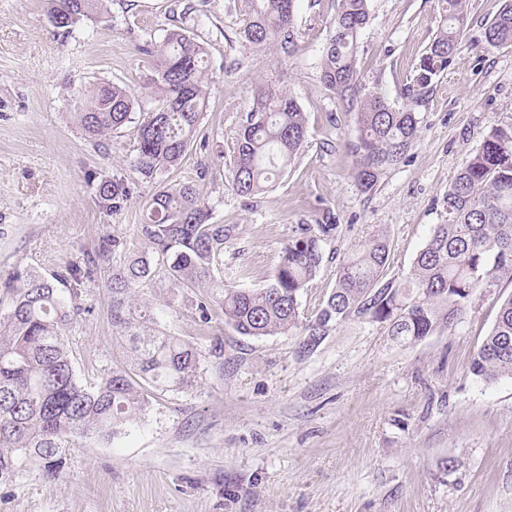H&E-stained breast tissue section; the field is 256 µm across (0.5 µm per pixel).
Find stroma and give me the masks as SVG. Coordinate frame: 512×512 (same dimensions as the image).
Here are the masks:
<instances>
[{
  "label": "stroma",
  "instance_id": "obj_1",
  "mask_svg": "<svg viewBox=\"0 0 512 512\" xmlns=\"http://www.w3.org/2000/svg\"><path fill=\"white\" fill-rule=\"evenodd\" d=\"M502 4L471 0L455 58L418 108V142L363 193L348 148L356 115L320 80L336 0H298L293 36L259 48L241 41L245 0H108L107 14L67 31L51 25L48 0H0V279L16 270L51 276L94 257L106 235L145 250L137 226L146 205L177 183L195 185L212 223L229 231L226 284L264 287L300 224L336 227L301 294L303 316L324 306L343 259L374 233L390 241L387 278L404 279L462 162L492 125L512 121V47L484 41ZM369 10L361 83L399 106L438 30L437 5L370 0ZM173 30L206 48L208 104L180 163L147 178L132 127L86 136L73 118L76 95L108 82L138 95L142 110L156 108L149 51ZM259 84L293 95L308 133L294 163L243 198L229 166ZM112 176L129 194L107 213L96 185ZM111 276L94 267L66 330L85 384L125 357ZM208 295L164 281L135 290L159 328L206 351L197 386L158 394L129 433L75 440L60 476L27 464L0 484V512H512V379L470 371L512 282L482 295L452 331L399 344L384 325L351 320L312 352L296 332L239 335L214 306L201 319ZM448 458L458 463L450 473L441 467Z\"/></svg>",
  "mask_w": 512,
  "mask_h": 512
}]
</instances>
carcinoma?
<instances>
[{"label":"carcinoma","mask_w":512,"mask_h":512,"mask_svg":"<svg viewBox=\"0 0 512 512\" xmlns=\"http://www.w3.org/2000/svg\"><path fill=\"white\" fill-rule=\"evenodd\" d=\"M297 0H246L241 31L247 47L292 33ZM441 26L425 48L406 87V103L390 105L378 93L359 95L360 36L370 20L369 0H339L321 55V81L333 94L356 102L357 141L354 181L372 191L386 170L398 165L420 137L415 107L433 80L451 65L469 19L471 0H436ZM105 0H49L52 25L68 30L101 15ZM485 44L512 45V0L486 24ZM153 88L161 104L134 125L138 168L150 177L176 166L190 146L206 110V51L193 37L167 33L152 52ZM75 119L92 137L132 123L139 100L129 90L99 83L78 97ZM307 137L305 113L295 98L268 86L256 88L252 108L236 133L229 168L232 190L240 197L263 191L294 162ZM121 179L96 186L99 207L110 212L127 198ZM444 219L432 227L405 280H384L390 254L379 233L342 263L325 305L303 320L299 298L316 277L326 237L334 224H299L283 248L268 284L247 289L224 284L221 257L228 239L222 224L210 223L208 203L184 183L163 187L146 206L138 236L149 255L134 256L111 235L103 237L96 258L112 267L111 318L127 345V361L93 385L74 373L64 336L74 311L59 286L78 296L91 269L70 261L51 277L16 272L4 281L13 290L6 320L0 321V483L16 477L29 461L58 472L73 437L113 439L146 415L155 392H188L197 385L205 353L188 339L160 330L149 333L153 317L136 313L128 301L135 288L167 280L179 288L209 284L225 324L242 336L288 334L303 329L302 347L312 350L330 326L357 318L386 326L388 336L415 343L452 330L484 293L512 281V122L493 125L471 152L443 200ZM471 373L485 381L512 378V295L474 354Z\"/></svg>","instance_id":"cac0c4a2"}]
</instances>
